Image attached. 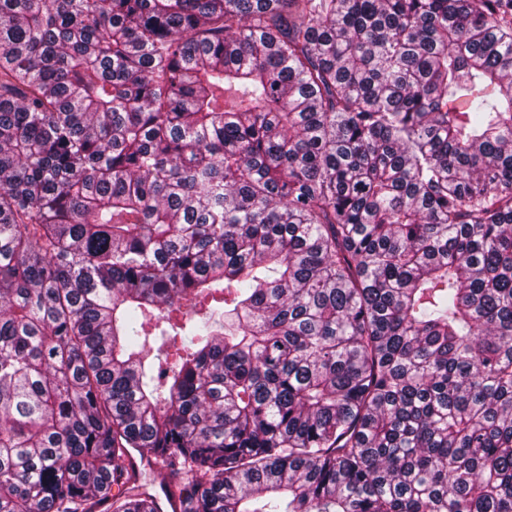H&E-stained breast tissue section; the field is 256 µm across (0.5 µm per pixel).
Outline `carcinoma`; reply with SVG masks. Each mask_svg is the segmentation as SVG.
Wrapping results in <instances>:
<instances>
[{"label": "carcinoma", "mask_w": 512, "mask_h": 512, "mask_svg": "<svg viewBox=\"0 0 512 512\" xmlns=\"http://www.w3.org/2000/svg\"><path fill=\"white\" fill-rule=\"evenodd\" d=\"M165 503L512 512V0H0V512Z\"/></svg>", "instance_id": "obj_1"}]
</instances>
